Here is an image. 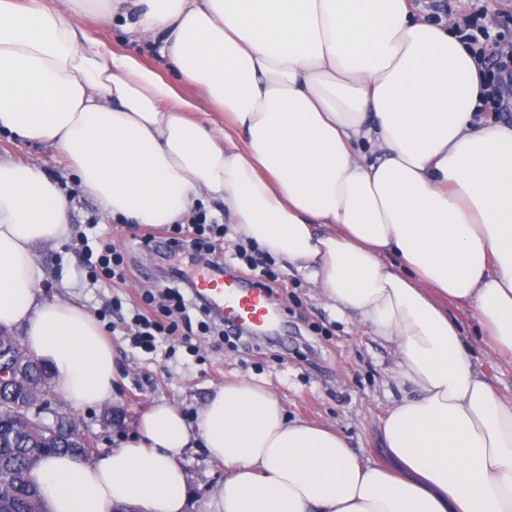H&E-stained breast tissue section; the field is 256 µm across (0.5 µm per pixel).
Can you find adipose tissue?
Wrapping results in <instances>:
<instances>
[{
    "label": "adipose tissue",
    "mask_w": 512,
    "mask_h": 512,
    "mask_svg": "<svg viewBox=\"0 0 512 512\" xmlns=\"http://www.w3.org/2000/svg\"><path fill=\"white\" fill-rule=\"evenodd\" d=\"M68 2L102 38L43 0H0V132L52 145L115 220L163 227L221 201L238 235L393 347L413 394L381 421L388 468L261 384H218L195 421L162 403L94 463L43 459L30 479L49 512H186L177 458L197 446L224 465L213 512H512V394L445 309L512 360V123L484 118L475 51L408 0ZM117 20L199 98L113 53ZM70 234L58 183L0 159V328L22 329L81 410L112 399L116 367L90 312L39 296L38 251ZM475 355L479 360H474L477 369L497 389L503 392L512 391V365L494 356L484 357L477 348Z\"/></svg>",
    "instance_id": "adipose-tissue-1"
}]
</instances>
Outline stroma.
Here are the masks:
<instances>
[{
  "label": "stroma",
  "mask_w": 512,
  "mask_h": 512,
  "mask_svg": "<svg viewBox=\"0 0 512 512\" xmlns=\"http://www.w3.org/2000/svg\"><path fill=\"white\" fill-rule=\"evenodd\" d=\"M425 20H464L484 14L494 20L512 13V0H411ZM0 156L37 164L57 181L69 200L71 237L41 248L39 285L47 300L74 299L102 324L120 377L111 403L78 411L83 428L99 451L131 432L154 405L168 403L194 418L211 386L251 380L268 385L290 417L336 424L350 448L365 462L389 464L380 422L393 403L410 390L392 375L393 348L372 335L356 316H338L315 294L307 276L286 261L273 269L283 282L274 294L277 316L268 334L224 339L205 330L192 313L191 330L183 331L174 353L158 348L149 353L135 347L131 331L113 301L123 310L142 304L146 294H161L172 282L157 250L143 248L139 224H117L104 218L98 202L86 194L66 158L48 144L17 136H0ZM114 247L124 255L125 278L118 285L94 281L83 259L85 250ZM190 477L188 512H210L209 503L224 481V466L204 449L190 448L180 457Z\"/></svg>",
  "instance_id": "stroma-1"
}]
</instances>
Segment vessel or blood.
Listing matches in <instances>:
<instances>
[{
  "label": "vessel or blood",
  "instance_id": "obj_1",
  "mask_svg": "<svg viewBox=\"0 0 512 512\" xmlns=\"http://www.w3.org/2000/svg\"><path fill=\"white\" fill-rule=\"evenodd\" d=\"M199 292L212 305L226 311L228 318L236 325L261 326L269 317L265 293L261 289L208 276L200 280Z\"/></svg>",
  "mask_w": 512,
  "mask_h": 512
}]
</instances>
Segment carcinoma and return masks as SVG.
<instances>
[{"mask_svg":"<svg viewBox=\"0 0 512 512\" xmlns=\"http://www.w3.org/2000/svg\"><path fill=\"white\" fill-rule=\"evenodd\" d=\"M22 350L20 342L0 332V364L12 353ZM48 374L43 365H33L26 374L12 384L0 385V512H44L46 507L39 490L30 480L36 464L29 461L30 454L43 449L40 458L52 454L79 455L85 451V439L78 433L61 429L51 435L24 422L23 414L16 410L27 390L37 385Z\"/></svg>","mask_w":512,"mask_h":512,"instance_id":"obj_1","label":"carcinoma"}]
</instances>
